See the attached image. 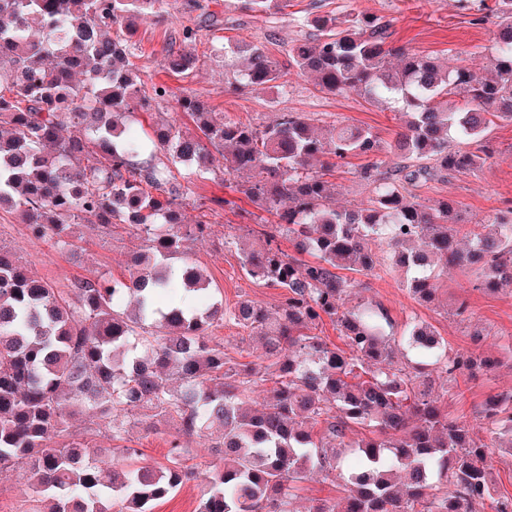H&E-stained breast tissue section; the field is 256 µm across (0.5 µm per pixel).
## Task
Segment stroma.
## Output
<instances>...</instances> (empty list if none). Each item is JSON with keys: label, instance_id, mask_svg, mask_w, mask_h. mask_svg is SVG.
I'll list each match as a JSON object with an SVG mask.
<instances>
[{"label": "stroma", "instance_id": "stroma-1", "mask_svg": "<svg viewBox=\"0 0 512 512\" xmlns=\"http://www.w3.org/2000/svg\"><path fill=\"white\" fill-rule=\"evenodd\" d=\"M495 0H288L284 11L259 14L241 10L224 0H167L163 18L139 22L133 41L136 51L131 61L144 73L146 83L167 84L175 93L196 96L218 115L253 125L272 121L282 112H293L318 119L327 125L336 121L371 128L382 143L394 141L402 121L399 113L367 102L351 92L343 96L321 93L312 77L293 74L284 87L269 89L248 86L232 91L224 82V57L227 39L247 38L261 42L267 54L287 64L289 48L308 38L311 29L305 20L313 15H343L367 12L389 21L394 31V46L431 56L448 65L467 60L477 74H484L490 52ZM199 27L189 52L199 58L197 68L186 78L170 74L165 68L164 49L181 25ZM482 144L489 158L476 172H454L435 178L416 188L419 202L432 205L447 199L454 202L461 217L460 231L486 216L512 211V120L498 119L484 133ZM359 158L338 163L329 181L336 205L353 207L365 203L373 187L362 181L357 171ZM223 159H216L205 177L182 178L185 188L184 212L188 222L201 216L198 204L213 201L204 215L210 229L203 238L189 242L187 262L207 275L211 288L224 299L225 307L250 299L268 312H276L283 291L250 280L242 270L244 249H262L257 233L258 209L235 189L233 177L224 175ZM224 206H217V199ZM0 245L15 251L35 275L66 289L75 281L100 277L123 278L126 261L144 243L114 226L111 235L96 227L77 232L69 249L60 251L49 244L30 241L19 217L0 211ZM356 287L345 301L346 308L372 302L390 314L395 331L405 324L422 320L431 324L449 345L490 360L491 369L477 370L474 376L450 383L444 374L431 375L433 390L444 396L450 417L473 426L487 443L498 442L477 416L488 396L512 392V288L483 292L473 288V276L458 268H448L439 279L434 303L417 301L405 286L402 272L357 273ZM466 300L470 318L460 321L454 314L457 301ZM214 341L223 343L232 361L261 364L264 351L247 332L229 322L216 323L209 330ZM178 422L162 421L157 430L132 426L129 447L139 449L150 461L165 462L176 434Z\"/></svg>", "mask_w": 512, "mask_h": 512}]
</instances>
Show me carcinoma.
I'll use <instances>...</instances> for the list:
<instances>
[{
	"label": "carcinoma",
	"instance_id": "cac0c4a2",
	"mask_svg": "<svg viewBox=\"0 0 512 512\" xmlns=\"http://www.w3.org/2000/svg\"><path fill=\"white\" fill-rule=\"evenodd\" d=\"M165 2L0 0V210L18 213L31 240L59 250L82 223L106 233L123 224L148 242L128 279L80 280L68 290L0 246V475L22 471L39 512H152L189 481L202 484L198 512H292L308 476L336 481L350 453L344 496L307 512H480L487 500L494 512H512V497H494L491 445L448 418L427 382L433 370L452 381L484 362L452 351L422 321L396 336L384 308L343 309L353 282L339 274L385 268L369 247L381 239L422 302L436 300L449 266H478L477 290L512 286V217L483 220L464 250L454 203L426 206L411 192L438 172L481 168L483 133L495 118L512 119V0H498L488 78L391 46L390 24L373 14L306 20L315 34L289 48L288 69L312 74L324 93L397 105L407 120L387 147L369 128H320L292 112L253 127L164 85L145 86L130 62L131 32ZM240 3L256 13L285 8L283 0ZM228 48L246 64L239 73L224 68L225 84L283 85L285 72L263 45L241 38ZM165 62L184 76L198 58L171 41ZM174 97L196 134L169 122L151 124L144 139L130 133L135 110L152 117ZM453 135L476 148L448 151ZM148 141L163 158L142 157ZM214 150L224 174L241 178L239 191L277 217L262 225L267 248L242 260L248 278L285 291L274 317L248 299L224 308L202 270L172 263L209 229L185 223L173 170L207 171ZM384 150L413 164L386 170ZM361 156L370 161L358 174L375 195L338 209L328 176L336 162ZM433 158L437 165L422 164ZM326 318L344 347L316 333ZM224 320L258 336L266 364L231 362L209 336ZM76 413L119 441L132 422L154 430L155 419L172 417L179 427L167 463H149L136 448L72 440ZM479 419L512 433V393L490 398ZM357 428L361 438L348 442ZM214 433L222 464L205 473L186 465L182 439ZM109 456L122 467L104 471Z\"/></svg>",
	"mask_w": 512,
	"mask_h": 512
}]
</instances>
